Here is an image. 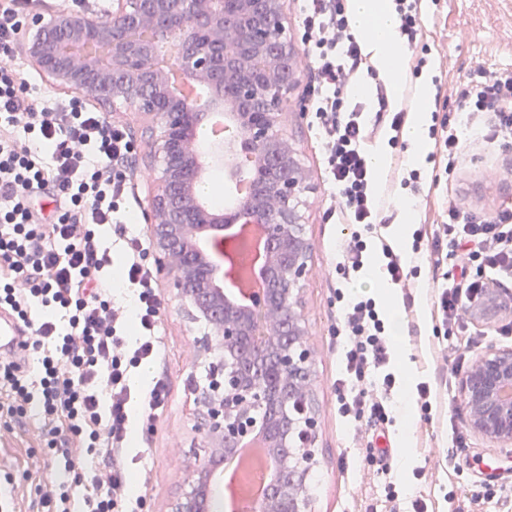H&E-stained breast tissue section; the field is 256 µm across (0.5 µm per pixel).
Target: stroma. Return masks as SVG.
Segmentation results:
<instances>
[{
	"label": "stroma",
	"instance_id": "stroma-1",
	"mask_svg": "<svg viewBox=\"0 0 512 512\" xmlns=\"http://www.w3.org/2000/svg\"><path fill=\"white\" fill-rule=\"evenodd\" d=\"M424 41L429 47V65L420 77L404 62L403 102L414 99L420 80L433 88L432 114L447 121L449 131L467 140L466 157L453 170H446L441 156H428L413 165L411 150L392 148L387 138L373 139L368 152L384 150L387 166L377 180L390 202L381 213L383 223L397 227L403 208L416 212L415 228L433 234L446 218L450 203L461 204L479 216L512 209V144L470 143L471 130L455 110V93L477 68L512 73V0H426ZM310 81L307 65H300L291 101L282 116L283 131L296 145L299 159L317 191L307 197L301 211L313 244L312 269L303 294L302 314L310 329V344L317 354L314 383L320 407L316 443L318 467L314 474L315 512H409L414 498H422L428 512H512V447L499 448L470 433L463 411L458 381L444 372L454 367L466 371L473 359L489 346L512 347V314L502 313L487 322L465 320L456 335L442 338L432 332L436 314L431 299L421 289H434L433 273L450 270L451 259H441L437 269L422 267L409 288L381 295L377 283L383 278L381 245L370 239L373 261L368 273L356 277L351 293L376 298L382 309H402L411 299L419 333L402 335L395 350L398 376L413 382L437 378V404L430 420H423L418 407L409 413L395 412L388 428L394 476L402 492L400 504L386 502L379 481L358 465L342 467L343 457L362 447L364 432L341 417L336 409L334 382L341 372V354L333 334L336 325V262L338 251L352 228L327 223L323 212L329 204V189L321 161V143L314 113L305 109V90ZM112 121L133 135L137 150L133 169L141 179L131 202L133 222L128 234L148 233L146 212L153 194L151 138L148 123L132 112H115ZM419 167L426 181L418 190L402 187L398 169ZM438 174L436 185L427 178ZM161 342L163 355L149 372L137 374L135 386L151 378L168 387V404L152 432L134 431L125 454L132 485L146 495L149 512H168L182 478L191 464L201 435L195 417L194 388L209 373V362L197 358L194 330L183 319L169 291L161 293ZM42 422L33 416L16 423L0 407V512H43L42 495L63 476L61 459L44 454ZM463 430V443L452 441L450 428ZM497 471L503 485L500 496L481 497V485L490 471Z\"/></svg>",
	"mask_w": 512,
	"mask_h": 512
}]
</instances>
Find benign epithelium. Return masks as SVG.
Wrapping results in <instances>:
<instances>
[{"instance_id":"7a95c632","label":"benign epithelium","mask_w":512,"mask_h":512,"mask_svg":"<svg viewBox=\"0 0 512 512\" xmlns=\"http://www.w3.org/2000/svg\"><path fill=\"white\" fill-rule=\"evenodd\" d=\"M29 59L54 84L150 121L155 194L149 221L163 286L183 318L201 330L197 356L210 360L196 389L201 454L169 512H214L212 488L244 445L262 439L273 463L265 493L248 512H313L320 413L312 375L316 353L301 314L313 245L300 206L314 186L283 133L299 60L281 0H112L104 18L57 12L33 22ZM180 41L175 66L205 87L187 103L174 97L155 44ZM232 105L239 130L256 145L261 177L239 203L245 224L264 226L263 286L240 298L236 236L224 216L196 202L202 169L194 133ZM512 308L487 288L468 315L483 322ZM470 431L512 446V348L489 347L459 382Z\"/></svg>"}]
</instances>
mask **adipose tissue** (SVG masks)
I'll return each mask as SVG.
<instances>
[{
	"mask_svg": "<svg viewBox=\"0 0 512 512\" xmlns=\"http://www.w3.org/2000/svg\"><path fill=\"white\" fill-rule=\"evenodd\" d=\"M349 6L355 27L369 43L375 67L387 77L394 97H401L400 61L404 49L398 39L395 14L387 0H350Z\"/></svg>",
	"mask_w": 512,
	"mask_h": 512,
	"instance_id": "adipose-tissue-1",
	"label": "adipose tissue"
}]
</instances>
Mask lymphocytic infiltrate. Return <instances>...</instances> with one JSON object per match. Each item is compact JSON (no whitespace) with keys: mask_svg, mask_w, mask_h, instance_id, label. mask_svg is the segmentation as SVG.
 Masks as SVG:
<instances>
[{"mask_svg":"<svg viewBox=\"0 0 512 512\" xmlns=\"http://www.w3.org/2000/svg\"><path fill=\"white\" fill-rule=\"evenodd\" d=\"M298 35L312 80L309 109L318 119L323 166L330 187L325 220L353 225L336 272L351 280L368 264L367 233L376 231L384 206L371 191L373 173L364 143L379 125L401 132L404 111L374 68L352 31L349 0H301ZM374 81L375 120L353 86L360 75ZM457 109L476 123L486 142H512V76L486 73L459 92ZM494 116L477 124L479 114ZM136 151L131 134L77 96L33 94L22 72L0 64V310L14 317L39 351L38 380L30 382L20 363L0 361V389L16 419L36 415L43 422L47 453L61 456L65 472L81 486L71 498L66 483L47 490V512H143L145 497H130L124 453L131 410L152 429L168 402L165 383L135 392L130 380L162 355L158 336L159 285L148 255L150 245L126 236L124 224L135 175L128 167ZM441 233L415 231L411 256L401 259L382 248L386 277L402 285L416 276L424 259L458 260L433 302L437 329L454 335L487 279L512 278V211L476 219L448 208ZM124 239L120 266H113L102 239L104 226ZM132 288L134 321L126 323L112 304V282ZM336 337L342 371L336 380L339 411L355 426L391 424L390 395L397 383L388 318L374 298L337 292ZM135 345L122 347L126 327Z\"/></svg>","mask_w":512,"mask_h":512,"instance_id":"obj_1","label":"lymphocytic infiltrate"}]
</instances>
